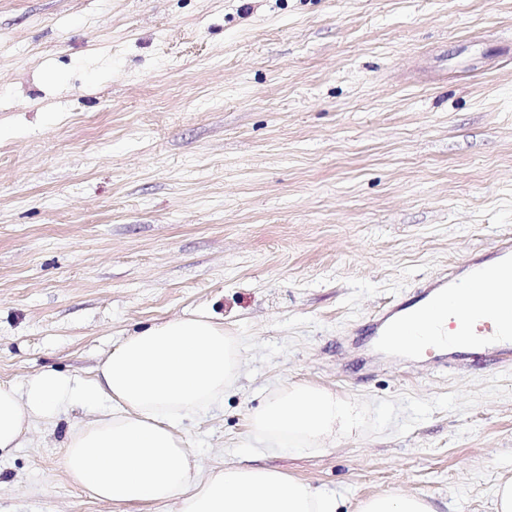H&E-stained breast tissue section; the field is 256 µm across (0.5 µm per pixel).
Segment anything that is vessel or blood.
I'll return each mask as SVG.
<instances>
[{"mask_svg": "<svg viewBox=\"0 0 512 512\" xmlns=\"http://www.w3.org/2000/svg\"><path fill=\"white\" fill-rule=\"evenodd\" d=\"M465 276L469 277V284L495 281L501 290L512 292V239L502 238L489 253L470 257L463 264L437 276L412 299L398 302L381 312L368 324V335L381 342L387 341L396 327L434 308L442 296L461 300L462 305L456 309L455 315L460 320H468L477 302L469 297L467 284L461 282ZM468 347L481 361L511 364L512 309L485 322L479 329L478 338L469 341Z\"/></svg>", "mask_w": 512, "mask_h": 512, "instance_id": "obj_1", "label": "vessel or blood"}]
</instances>
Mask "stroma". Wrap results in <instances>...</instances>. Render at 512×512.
<instances>
[{"label": "stroma", "mask_w": 512, "mask_h": 512, "mask_svg": "<svg viewBox=\"0 0 512 512\" xmlns=\"http://www.w3.org/2000/svg\"><path fill=\"white\" fill-rule=\"evenodd\" d=\"M512 235V0H0V379H87L127 333L204 310L236 336L195 476L275 469L341 512L402 493L493 512L506 397L410 433L232 455L267 394L477 391L500 368L384 356L380 310ZM84 410L0 458V512H173L63 467Z\"/></svg>", "instance_id": "stroma-1"}]
</instances>
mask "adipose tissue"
<instances>
[{
	"instance_id": "adipose-tissue-1",
	"label": "adipose tissue",
	"mask_w": 512,
	"mask_h": 512,
	"mask_svg": "<svg viewBox=\"0 0 512 512\" xmlns=\"http://www.w3.org/2000/svg\"><path fill=\"white\" fill-rule=\"evenodd\" d=\"M239 347L223 323L197 313L130 332L87 380L45 369L24 384L0 380V457L36 421L80 406L63 467L90 497L176 504V512H338L334 496L265 468L232 467L197 480L178 426L221 404L237 379Z\"/></svg>"
}]
</instances>
